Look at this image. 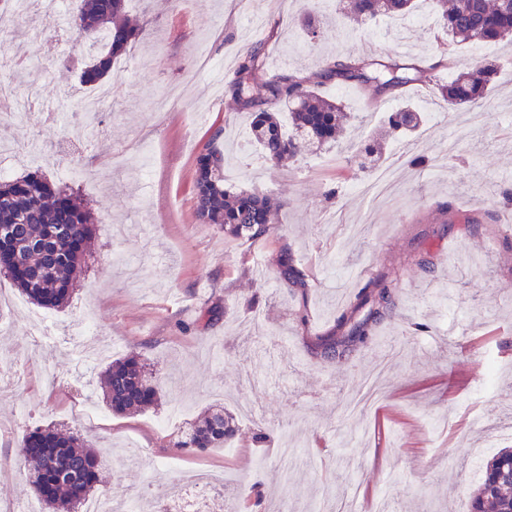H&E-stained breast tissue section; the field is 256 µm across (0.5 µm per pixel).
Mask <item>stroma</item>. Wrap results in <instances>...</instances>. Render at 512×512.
Here are the masks:
<instances>
[{
    "label": "stroma",
    "mask_w": 512,
    "mask_h": 512,
    "mask_svg": "<svg viewBox=\"0 0 512 512\" xmlns=\"http://www.w3.org/2000/svg\"><path fill=\"white\" fill-rule=\"evenodd\" d=\"M129 10L144 30L106 79L112 106L96 117L95 135L78 110L96 91L80 78L91 39L43 12L27 17L0 58V80L17 81L20 100L32 103L0 124V138L37 144L41 155L34 167L0 157V168L57 181L81 167L76 183L97 219L76 295L46 313L49 336L24 326L0 334V353L14 355L23 375L15 393L0 394V504L33 498L16 446L25 430L49 425L107 450L100 492L138 510L167 503L186 472L202 470L223 479L243 512H331L353 499L364 510L376 502L386 512H470L471 450L512 446V206L500 204L512 191V46L463 44L439 66L430 0L419 8L425 24L409 31L338 13L314 45L298 38L302 0H143ZM32 27L44 41L37 50L26 38ZM255 43L271 75L400 54L437 65L443 78L485 59L496 74L483 104L452 108L430 85L386 96L323 86L355 114L340 150L271 166L247 143L249 115L226 87L238 52ZM19 55L32 56L34 77L17 79ZM409 101L428 113V127L388 142L381 172L392 183L373 188L360 151ZM218 129L226 184L286 203L266 241L228 240L194 220L195 157ZM416 153L427 167H406ZM284 248L304 268L305 288L280 286ZM381 279L400 301L397 314L349 359L327 360L325 340L341 335L358 297ZM216 302L225 308L217 321L179 332ZM89 312L97 328L86 345L98 356L86 370L68 338ZM132 352L161 378V401L117 415L97 376ZM218 403L236 416L232 453L174 448L183 427ZM270 420L272 437L256 442Z\"/></svg>",
    "instance_id": "obj_1"
}]
</instances>
